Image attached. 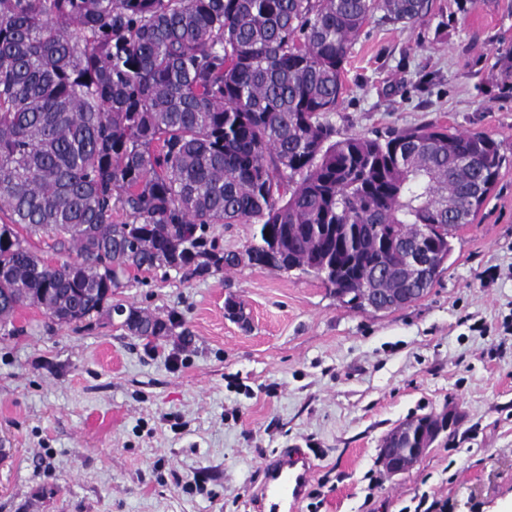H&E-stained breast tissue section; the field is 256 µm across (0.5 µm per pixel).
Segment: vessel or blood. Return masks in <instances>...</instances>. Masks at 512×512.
<instances>
[{
    "instance_id": "1",
    "label": "vessel or blood",
    "mask_w": 512,
    "mask_h": 512,
    "mask_svg": "<svg viewBox=\"0 0 512 512\" xmlns=\"http://www.w3.org/2000/svg\"><path fill=\"white\" fill-rule=\"evenodd\" d=\"M311 466L306 457L288 455L265 468L260 487V498L268 502L269 512H284L296 504L309 481Z\"/></svg>"
}]
</instances>
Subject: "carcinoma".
Wrapping results in <instances>:
<instances>
[{"mask_svg": "<svg viewBox=\"0 0 512 512\" xmlns=\"http://www.w3.org/2000/svg\"><path fill=\"white\" fill-rule=\"evenodd\" d=\"M433 0H0V330L36 306L112 314L132 271L300 270L359 310L362 281L403 279L391 235L447 243L506 162L483 132L435 123L335 139L345 64L375 16L416 26ZM123 218L117 220L114 214ZM257 225L241 252L215 224ZM381 224L388 232L379 234ZM43 232L59 259L28 240ZM71 247L76 258L60 255ZM329 266L340 277L322 272ZM135 336H169L133 308Z\"/></svg>", "mask_w": 512, "mask_h": 512, "instance_id": "cac0c4a2", "label": "carcinoma"}]
</instances>
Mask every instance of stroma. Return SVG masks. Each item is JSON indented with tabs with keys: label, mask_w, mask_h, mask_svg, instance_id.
Wrapping results in <instances>:
<instances>
[{
	"label": "stroma",
	"mask_w": 512,
	"mask_h": 512,
	"mask_svg": "<svg viewBox=\"0 0 512 512\" xmlns=\"http://www.w3.org/2000/svg\"><path fill=\"white\" fill-rule=\"evenodd\" d=\"M430 21L374 19L327 121L338 137L428 123L491 135L512 157V0ZM244 303L247 323L225 314ZM182 325L143 339L98 315L21 309L0 334V512H263L265 463L302 451L297 512H512V164L460 230L423 299L341 305L314 276L242 265L131 272L114 296ZM454 428L410 469L379 458L399 423L448 409Z\"/></svg>",
	"instance_id": "stroma-1"
}]
</instances>
